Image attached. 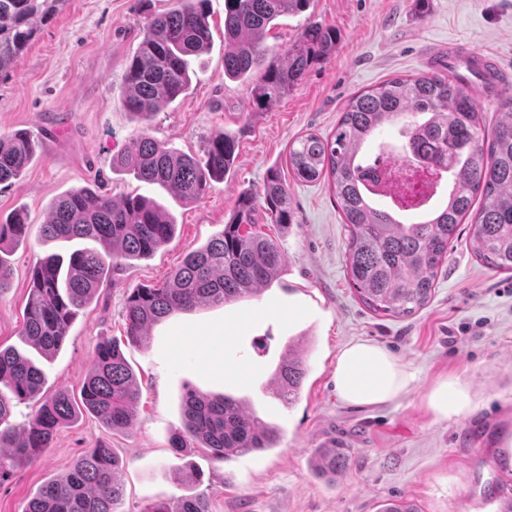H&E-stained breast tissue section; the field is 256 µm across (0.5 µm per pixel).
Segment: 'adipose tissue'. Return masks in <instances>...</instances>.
Returning a JSON list of instances; mask_svg holds the SVG:
<instances>
[{
    "label": "adipose tissue",
    "mask_w": 512,
    "mask_h": 512,
    "mask_svg": "<svg viewBox=\"0 0 512 512\" xmlns=\"http://www.w3.org/2000/svg\"><path fill=\"white\" fill-rule=\"evenodd\" d=\"M339 397L354 406L394 402L415 385V373L385 347L358 339L346 344L333 371Z\"/></svg>",
    "instance_id": "ef3b65f1"
}]
</instances>
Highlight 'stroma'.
<instances>
[{"label": "stroma", "mask_w": 512, "mask_h": 512, "mask_svg": "<svg viewBox=\"0 0 512 512\" xmlns=\"http://www.w3.org/2000/svg\"><path fill=\"white\" fill-rule=\"evenodd\" d=\"M171 0H65L0 74V133L30 131L41 147L20 180L0 185V218L23 211L30 235L8 255L9 290L0 297V348L22 347L19 335L29 280L38 258L71 250L46 241L40 228L52 202L98 184L118 197L158 200L175 219V237L152 257L125 262L113 281L72 323L63 347L42 361L45 395H79L96 346L116 340L141 389L133 424L109 430L89 414L60 428L33 464L0 484V512H24L47 481L67 474L90 448L107 443L124 466L121 512L205 494L210 512H376L379 502L414 500L422 512H499L512 500V273L476 261L469 225H460L429 304L408 318L380 317L358 300L345 271L347 233L327 182L300 183L288 169V146L306 133L331 134L350 98L387 79L430 71L431 56L450 45L497 58L512 75V0H313L305 13L280 17L266 43L284 52L303 28L335 27V56L270 109L256 110L248 83L224 77V0H210V48L194 58L185 96L149 121L150 135L175 150L201 153L223 130L238 140L224 180L200 200L172 193L112 167L140 128L120 103L125 65L147 16ZM277 166L298 221L282 228L264 210L256 228L281 245V282L258 297L177 313L157 323L149 346L126 338L129 294L163 284L186 253L219 235L238 196L259 190ZM309 331L314 349L300 401L284 407L266 391L289 337ZM374 341L414 371L415 387L383 407H356L336 393L333 369L349 341ZM443 378L458 380L468 406L434 418L424 398ZM244 399L281 429L277 448L227 463L203 448L177 453L185 385ZM347 449L336 483L309 468L312 449ZM498 501H486L489 488Z\"/></svg>", "instance_id": "1"}]
</instances>
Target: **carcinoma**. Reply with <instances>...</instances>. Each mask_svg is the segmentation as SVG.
Wrapping results in <instances>:
<instances>
[{
  "mask_svg": "<svg viewBox=\"0 0 512 512\" xmlns=\"http://www.w3.org/2000/svg\"><path fill=\"white\" fill-rule=\"evenodd\" d=\"M64 0H0V74ZM209 0H175L151 14L138 50L127 63L122 106L145 123L160 108L188 92L189 58L209 49L212 31ZM311 0H224V77L252 82V97L269 109L297 87L316 64L336 53V29L307 25L298 44L278 60L265 43L274 22L309 9ZM503 112L491 132L481 128L479 112L460 73L442 64L424 74L391 78L352 97L340 112L336 129L314 133L288 147V166L301 183L330 182L348 237L345 267L349 284L372 313L408 317L431 298L448 258V245L460 224L471 219L470 245L481 263L512 272V90L497 92ZM397 125L399 146L379 143L376 161L360 159L363 146L384 127ZM39 141L25 130L0 134V184L16 183L34 159ZM236 136L211 134L203 152L181 154L142 129L128 147L112 157V168L129 169L147 184L169 190L190 203L224 179L235 161ZM426 164L437 182L447 184L446 202L422 209L423 218L399 221L400 209L380 205L377 183L368 173L378 163ZM271 223H298L288 185L276 168L262 188L244 192L220 235L187 253L160 288H135L126 305V336L150 342L149 328L172 314L224 305L257 296L285 272L279 244L252 229L257 208ZM175 223L155 199L127 194L115 200L97 185L72 189L51 205L42 237L93 242L67 256L50 254L32 268L20 331L24 342L50 358L63 346L80 310L123 261L146 259L172 240ZM29 237L25 213L0 220V297L9 289L12 268L4 256L11 244ZM313 346L306 334L293 338L272 374L271 393L291 407L301 398L306 357ZM0 484L19 468L39 459L54 435L82 412L95 415L112 430L134 419L140 399L135 374L115 341L99 343L96 359L75 399L65 392L46 397L44 373L31 357L0 348ZM32 406L19 427L14 407ZM183 428L172 438L175 450L205 448L225 461L276 447L278 425L268 422L230 394L209 395L186 387ZM347 467L342 448H318L315 474L336 481ZM124 493L123 465L107 444L89 449L66 476L43 484L24 512H119ZM143 512H209L203 496H181ZM377 512H420L410 501H383Z\"/></svg>",
  "mask_w": 512,
  "mask_h": 512,
  "instance_id": "1",
  "label": "carcinoma"
}]
</instances>
